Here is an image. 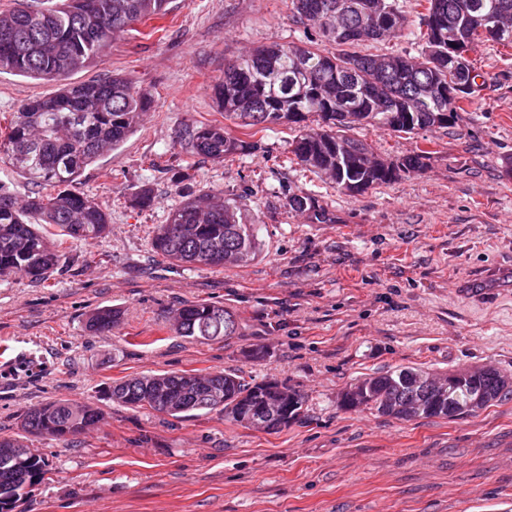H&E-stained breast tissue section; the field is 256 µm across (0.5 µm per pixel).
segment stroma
<instances>
[{
	"instance_id": "obj_1",
	"label": "stroma",
	"mask_w": 512,
	"mask_h": 512,
	"mask_svg": "<svg viewBox=\"0 0 512 512\" xmlns=\"http://www.w3.org/2000/svg\"><path fill=\"white\" fill-rule=\"evenodd\" d=\"M153 21L117 35L75 83L128 75L154 105L117 149L86 167L77 191L107 210L108 234L65 240L43 284L0 281V436L51 400L91 404L86 434L29 437L53 469L15 512H512V399L459 419L400 421L340 407L356 379L400 366L433 374L491 366L512 374V292L477 304L459 295L488 264L512 267V49L471 53L478 87L448 128L357 130L378 154L430 146L420 172L350 196L291 167L285 125L261 150L217 163L192 153L186 128L225 124L212 98L224 62L262 45L300 42L289 0H171ZM57 82L0 75V128ZM151 208L131 207L141 186ZM318 196L330 220L291 210L289 192ZM212 192L260 225L263 250L244 266L187 268L153 254L157 225L184 193ZM185 301L234 312L236 336L173 332ZM120 309L112 333L85 329ZM238 369L306 399L299 421L268 434L197 412L173 419L112 402L113 382L159 372Z\"/></svg>"
}]
</instances>
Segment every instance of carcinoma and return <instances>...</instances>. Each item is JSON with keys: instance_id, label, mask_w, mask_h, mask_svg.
Wrapping results in <instances>:
<instances>
[{"instance_id": "1", "label": "carcinoma", "mask_w": 512, "mask_h": 512, "mask_svg": "<svg viewBox=\"0 0 512 512\" xmlns=\"http://www.w3.org/2000/svg\"><path fill=\"white\" fill-rule=\"evenodd\" d=\"M426 13L411 29L398 0H290L296 22L315 21L318 37L296 43L260 46L224 66L213 86L224 119L257 135L273 125L294 127L295 163L326 175L336 188L364 193L401 174L424 169L432 151L417 148L402 158L376 157L372 146L350 131L375 127L412 134L450 126L477 87L469 60L448 62V24L466 21L477 9L512 24V0H426ZM170 0H51L29 10L21 7L0 17V74L58 81L105 56L114 35L145 20L163 18ZM420 44L414 57L362 54L365 42H384L405 30ZM328 44L333 50L323 48ZM456 96L448 98V91ZM154 104L152 92L124 75L66 83L48 98L33 99L11 113L0 135V160L36 184L35 195L21 201L0 183V280L26 278L46 282L61 261L43 227L55 226L69 239L92 242L109 231L110 215L91 197L75 190L85 167L120 146L135 130L141 114ZM445 112L448 121H437ZM408 113L410 122L395 125ZM186 136L193 151L213 161L247 155L258 142L230 135L221 125L192 127ZM348 162L336 170V154ZM150 187L130 198L140 210L153 205ZM289 208L318 222L329 213L308 194H291ZM152 250L176 266H243L260 254L258 228L240 221L237 207L213 193L186 194L158 225ZM121 311L103 307L88 319L95 334L112 332ZM173 330L189 340L215 341L236 335L235 315L221 304L184 302L176 309ZM430 373L401 367L358 380L347 393L346 409L380 416L456 419L455 406L473 403L475 412L512 398V380L494 369L477 375L461 389L430 387ZM110 399L131 410L149 408L175 419L191 412H216L235 425L252 428L251 412L272 416L267 433L300 419L301 391L277 381L247 380L240 370L199 375L163 372L113 384ZM92 405L49 401L31 408L20 428L29 436L61 440L102 422ZM48 459L23 437L0 438V512H14L33 487L50 480Z\"/></svg>"}]
</instances>
